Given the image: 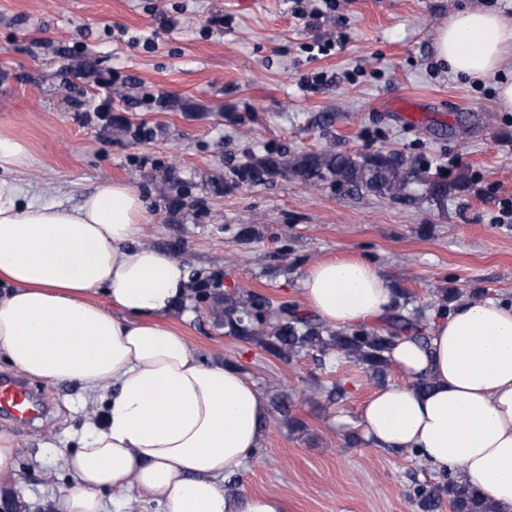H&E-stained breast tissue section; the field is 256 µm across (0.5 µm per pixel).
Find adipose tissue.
<instances>
[{"label":"adipose tissue","mask_w":512,"mask_h":512,"mask_svg":"<svg viewBox=\"0 0 512 512\" xmlns=\"http://www.w3.org/2000/svg\"><path fill=\"white\" fill-rule=\"evenodd\" d=\"M435 51L449 74L493 81L499 110L512 112L511 18L461 10ZM29 161L24 144L0 134V357L31 377L113 390L103 423L67 459L74 483L58 512H102L106 491L162 512H288L278 495L224 487L263 444L266 399L235 366L200 361L172 326L191 271L143 243L142 196L108 181L74 206L40 202L9 179ZM301 293L332 329L367 325L398 302L363 259L311 263ZM390 358L409 382L366 404V437L413 449L432 472L512 512V305L460 302L426 341L398 340Z\"/></svg>","instance_id":"1"}]
</instances>
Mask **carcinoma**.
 <instances>
[{"label": "carcinoma", "instance_id": "cac0c4a2", "mask_svg": "<svg viewBox=\"0 0 512 512\" xmlns=\"http://www.w3.org/2000/svg\"><path fill=\"white\" fill-rule=\"evenodd\" d=\"M277 174H289L308 184L336 182L390 198L401 196L420 174L428 184L427 194L431 199L442 201L448 195V184L432 178L428 169L414 165L396 152L354 157L325 150L300 154L291 161L276 152H268L236 171L239 181L250 184ZM200 294L221 305L224 326L231 334L251 340L285 361L290 362L303 353L325 355L333 350L376 380L384 377L392 366L386 353L396 338L410 333L422 337L417 318L394 316L383 328L331 330L293 306L282 304L273 309L271 301L255 291L221 296L202 289ZM445 496L454 512H495L473 488L455 481L449 474L441 485L418 483L412 489V498L420 512H437Z\"/></svg>", "mask_w": 512, "mask_h": 512}]
</instances>
